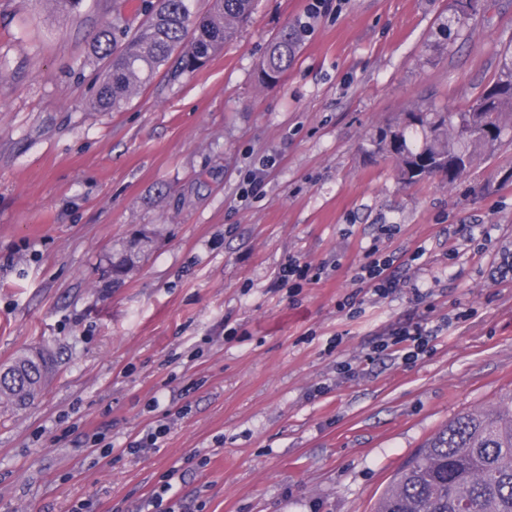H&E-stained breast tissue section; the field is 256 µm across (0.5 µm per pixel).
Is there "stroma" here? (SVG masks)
Wrapping results in <instances>:
<instances>
[{
  "label": "stroma",
  "instance_id": "stroma-1",
  "mask_svg": "<svg viewBox=\"0 0 512 512\" xmlns=\"http://www.w3.org/2000/svg\"><path fill=\"white\" fill-rule=\"evenodd\" d=\"M459 24L455 0H257L205 67L156 77L117 112L88 102L95 34L144 19L142 0H0V365L55 358L39 400L0 413V512H139L161 475L202 512H373L391 476L463 413L512 394V145L456 184L401 183L374 155L378 127L415 106L473 100L512 50V0ZM310 21L281 80L262 84L272 37ZM264 187L245 197L250 172ZM428 302L337 303L378 225ZM488 238L449 261L448 230ZM136 267L112 279L118 254ZM329 262L289 294V258ZM427 320L418 358L373 344ZM359 368L341 378L336 364ZM158 447L113 463L157 422ZM205 467H198L199 459ZM170 427L168 424L159 423L147 432L142 438L131 441L125 448H114L112 443L103 444V438L98 435L92 437L86 436L85 444L90 453L98 456L99 459L106 460L107 463H112L113 460L121 458L123 455L138 456L146 448H155L160 439L164 438ZM115 454L112 458V454Z\"/></svg>",
  "mask_w": 512,
  "mask_h": 512
}]
</instances>
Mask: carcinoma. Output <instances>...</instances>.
I'll return each mask as SVG.
<instances>
[{
	"label": "carcinoma",
	"instance_id": "1",
	"mask_svg": "<svg viewBox=\"0 0 512 512\" xmlns=\"http://www.w3.org/2000/svg\"><path fill=\"white\" fill-rule=\"evenodd\" d=\"M254 0H208L203 14L191 0H152L146 19L117 38L98 32L104 62L90 107L117 112L158 75L171 81L193 73L248 21ZM301 30L284 28L269 43L260 69L265 85L295 61ZM376 130L373 152L391 159L408 184L469 174L505 142H512V57L503 59L488 87L453 112L417 107ZM53 372L44 351L17 355L0 377V407L34 403ZM375 512H512V397L495 408L461 414L441 429L392 477Z\"/></svg>",
	"mask_w": 512,
	"mask_h": 512
}]
</instances>
